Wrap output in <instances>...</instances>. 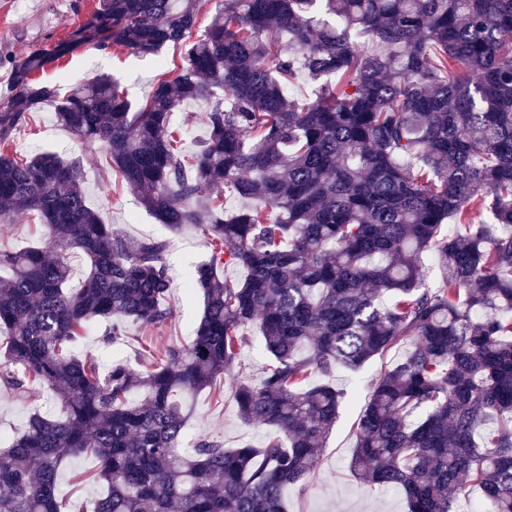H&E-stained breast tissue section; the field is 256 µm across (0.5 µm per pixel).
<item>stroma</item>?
<instances>
[{"label": "stroma", "instance_id": "stroma-1", "mask_svg": "<svg viewBox=\"0 0 512 512\" xmlns=\"http://www.w3.org/2000/svg\"><path fill=\"white\" fill-rule=\"evenodd\" d=\"M98 5L99 0H24L23 7L19 8L15 0H0V103L11 92L8 63L30 50L66 38ZM180 56V49L172 45L165 46L156 56H138L115 48L84 47L46 70L44 78L64 91L72 83L107 73L119 81L131 102L139 104L146 100L154 86L161 63L179 61ZM205 109L204 102H193L183 106L172 118L171 128L186 154L195 153L206 134ZM14 145L18 152L30 157L53 152L64 159H80L86 175L88 205L99 212L106 223L116 225L130 242L145 238L168 241L167 261L171 274L208 259L210 247L194 227H185L174 235L159 224L137 198L120 188L107 164L105 148L77 141L57 123L52 107L45 105L34 112L31 122L15 134ZM168 303L174 310L171 324L148 332L129 326L128 341L116 346L104 344L100 326H91L77 349L78 356L107 366L117 357L135 361L138 342L144 336L158 345L189 342L202 314L201 297L177 281ZM389 364V359L375 358L358 371L340 369L335 372L333 385L346 392L339 420L316 472L306 482L286 488L289 512H407L401 488H371L349 470L356 440L354 424L370 399L374 382ZM190 402L193 414L186 427L187 439L207 435L221 440L228 448L238 447L245 441L255 444L263 441L265 428L248 427L239 420L231 386H224L221 397H212L204 391L192 396ZM35 410L49 417L61 413L51 392L42 385H34L27 398L0 387V441L18 432ZM95 467V460L90 458H66L56 487L59 499L77 504L100 495L102 486L93 477Z\"/></svg>", "mask_w": 512, "mask_h": 512}]
</instances>
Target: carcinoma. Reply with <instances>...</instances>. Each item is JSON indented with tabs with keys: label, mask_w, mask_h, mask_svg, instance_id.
<instances>
[{
	"label": "carcinoma",
	"mask_w": 512,
	"mask_h": 512,
	"mask_svg": "<svg viewBox=\"0 0 512 512\" xmlns=\"http://www.w3.org/2000/svg\"><path fill=\"white\" fill-rule=\"evenodd\" d=\"M100 0L51 49L11 64L0 105V218L34 213L49 246L0 243V383L51 389L62 416L33 412L0 449V512H61L65 454L99 461L104 494L79 512H287L339 416L328 382L392 351L356 424L349 468L404 489L408 512H512V0ZM183 49L145 104L102 76L62 94L37 75L82 47ZM314 98L288 96L298 71ZM206 103L188 158L170 119ZM41 104L84 144H103L126 190L173 233L211 248L187 274L203 300L196 335L107 372L73 349L173 316L167 242L131 244L87 204L81 161L9 151ZM251 202L224 210V191ZM452 233L443 231L447 223ZM89 271L70 286L68 254ZM438 261L425 284L423 257ZM232 264L243 281L224 279ZM269 353L237 382V448H184L187 398L231 375L252 323Z\"/></svg>",
	"instance_id": "obj_1"
}]
</instances>
